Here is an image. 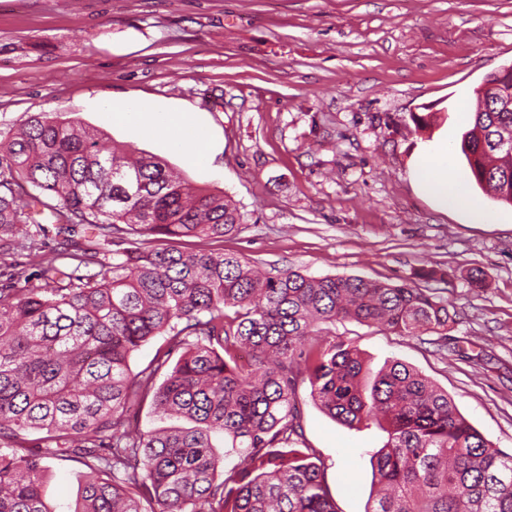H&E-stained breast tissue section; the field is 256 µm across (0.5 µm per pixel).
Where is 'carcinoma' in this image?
<instances>
[{"label": "carcinoma", "mask_w": 512, "mask_h": 512, "mask_svg": "<svg viewBox=\"0 0 512 512\" xmlns=\"http://www.w3.org/2000/svg\"><path fill=\"white\" fill-rule=\"evenodd\" d=\"M474 95L461 153L472 181L512 205V112L488 111L480 86ZM102 140L51 112L0 132V512H55L44 493L50 459L88 468L69 512H336L314 450L299 447L304 372L312 401L332 419L385 423L386 441L371 455L380 489L368 512H512V454L399 361L364 387L358 349L322 328L352 319L446 336L448 304L405 283L262 271L203 248L132 242L108 262L101 247L127 229L178 243L217 240L240 231L242 214L224 192L193 186L166 161ZM26 185L32 193L21 204L16 189ZM46 213L76 266L50 252L30 273L15 255L41 251ZM81 228L97 248L78 245ZM91 265L99 270L79 273ZM156 336L165 347L132 373L133 352ZM149 395L159 413L192 426H132L128 409ZM216 430L230 443L222 455ZM231 453L238 462L226 475Z\"/></svg>", "instance_id": "cac0c4a2"}]
</instances>
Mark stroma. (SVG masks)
I'll return each instance as SVG.
<instances>
[{"mask_svg": "<svg viewBox=\"0 0 512 512\" xmlns=\"http://www.w3.org/2000/svg\"><path fill=\"white\" fill-rule=\"evenodd\" d=\"M510 65L512 0H0L1 131L57 113L224 191L243 224L205 249L447 302L456 322L442 350L349 319L331 331L359 349L364 384L386 362L412 366L512 454V205L469 181L458 149L474 89ZM114 102L193 113L209 165L112 118ZM442 136L449 179L493 222L439 209L411 181L413 150ZM309 392L300 376L304 438L338 512H367L385 434L341 425ZM49 466L46 498L66 512L85 467Z\"/></svg>", "mask_w": 512, "mask_h": 512, "instance_id": "35a3bbf8", "label": "stroma"}]
</instances>
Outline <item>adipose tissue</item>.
<instances>
[{
	"label": "adipose tissue",
	"instance_id": "ef3b65f1",
	"mask_svg": "<svg viewBox=\"0 0 512 512\" xmlns=\"http://www.w3.org/2000/svg\"><path fill=\"white\" fill-rule=\"evenodd\" d=\"M114 116L151 135L167 140L170 145L183 152L191 161L205 163L206 158L199 152L203 138L201 127L193 116L186 113H163L144 105L139 111H128L125 105H112ZM450 152L447 140L420 145L410 177L428 190L440 206L462 204L466 198L462 191L448 179Z\"/></svg>",
	"mask_w": 512,
	"mask_h": 512
}]
</instances>
